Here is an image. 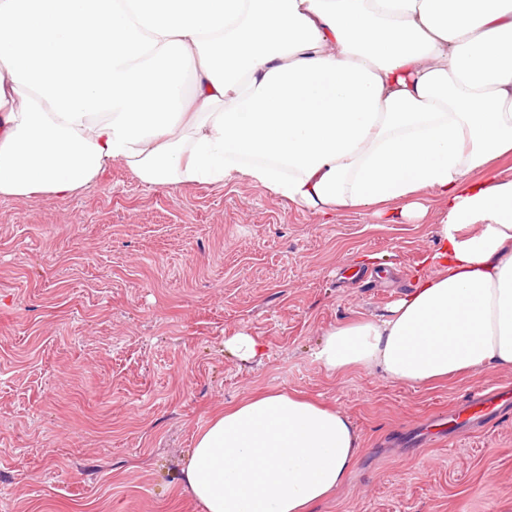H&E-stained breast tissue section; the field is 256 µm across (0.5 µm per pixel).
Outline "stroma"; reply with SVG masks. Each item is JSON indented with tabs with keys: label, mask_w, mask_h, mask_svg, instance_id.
<instances>
[{
	"label": "stroma",
	"mask_w": 512,
	"mask_h": 512,
	"mask_svg": "<svg viewBox=\"0 0 512 512\" xmlns=\"http://www.w3.org/2000/svg\"><path fill=\"white\" fill-rule=\"evenodd\" d=\"M387 224L331 219L233 181L158 187L113 163L66 199L0 198V512H204L182 488L199 432L265 391L337 407L362 438L315 512H512V406L429 444L420 423L485 370L431 387L314 359L326 329L370 316L436 273L442 202ZM264 348L242 361L237 334Z\"/></svg>",
	"instance_id": "1"
}]
</instances>
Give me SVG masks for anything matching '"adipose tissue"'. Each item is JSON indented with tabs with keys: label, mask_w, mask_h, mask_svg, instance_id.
I'll list each match as a JSON object with an SVG mask.
<instances>
[{
	"label": "adipose tissue",
	"mask_w": 512,
	"mask_h": 512,
	"mask_svg": "<svg viewBox=\"0 0 512 512\" xmlns=\"http://www.w3.org/2000/svg\"><path fill=\"white\" fill-rule=\"evenodd\" d=\"M510 153L512 0H0V196L64 199L115 161L389 223L438 195L437 273L323 333L336 375L512 368ZM360 448L341 409L267 392L210 420L182 482L204 512H311Z\"/></svg>",
	"instance_id": "ef3b65f1"
}]
</instances>
